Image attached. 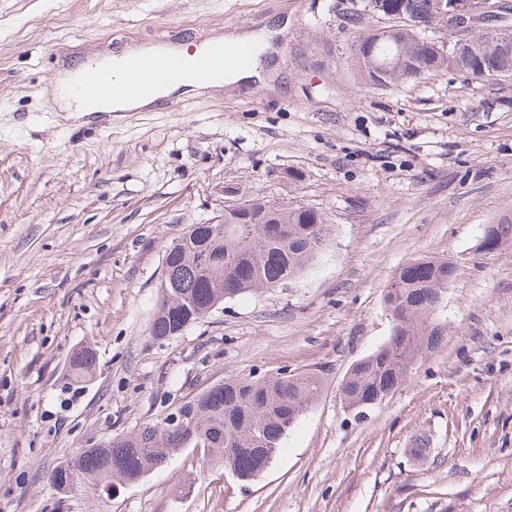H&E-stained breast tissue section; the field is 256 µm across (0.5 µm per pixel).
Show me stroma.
Here are the masks:
<instances>
[{"label":"stroma","mask_w":512,"mask_h":512,"mask_svg":"<svg viewBox=\"0 0 512 512\" xmlns=\"http://www.w3.org/2000/svg\"><path fill=\"white\" fill-rule=\"evenodd\" d=\"M352 5L378 25L366 0H0V512H512V245L479 249L512 222V78L368 85L346 66ZM283 19L265 82L79 119L45 94L129 44ZM230 187L318 208L327 247L283 287L157 338L166 250L220 219ZM421 257L457 265L448 334L351 412L345 374L389 340L384 295ZM84 348L93 375L77 383ZM285 369L322 391L255 480L188 448L116 489L51 481L224 377ZM420 433L425 461L409 452Z\"/></svg>","instance_id":"stroma-1"}]
</instances>
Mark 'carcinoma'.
I'll return each mask as SVG.
<instances>
[{"mask_svg": "<svg viewBox=\"0 0 512 512\" xmlns=\"http://www.w3.org/2000/svg\"><path fill=\"white\" fill-rule=\"evenodd\" d=\"M387 24L375 28L382 39L373 52L363 49L370 32L360 29L352 43L351 64L369 84L386 87L443 71L474 80L512 76V44L502 45L491 30H478L457 56L437 52L426 31L448 28V0H367ZM247 214L231 207L216 224H191L168 247L167 292L157 309L152 333L175 336L189 317H204L215 301L278 288L308 268L328 237V220L311 206L279 198L249 197ZM481 248L512 243V224H493ZM456 267L446 260L419 258L400 269L384 296L395 321L388 343L351 367L341 386L350 410L371 407L406 383L414 363L433 352L447 335L439 318L443 295ZM93 356L72 360L76 378L85 379ZM320 379L283 370L275 375L229 376L180 405L181 427L158 421L112 439L103 448H85L57 469L52 481L66 488L78 480L120 485L141 479L187 448L208 449L231 475L258 477L277 454L283 436L316 401Z\"/></svg>", "mask_w": 512, "mask_h": 512, "instance_id": "obj_1", "label": "carcinoma"}]
</instances>
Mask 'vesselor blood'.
I'll list each match as a JSON object with an SVG mask.
<instances>
[{
  "label": "vessel or blood",
  "mask_w": 512,
  "mask_h": 512,
  "mask_svg": "<svg viewBox=\"0 0 512 512\" xmlns=\"http://www.w3.org/2000/svg\"><path fill=\"white\" fill-rule=\"evenodd\" d=\"M233 57L238 65L245 66L252 62L254 52L251 47L240 46L234 50L219 47L207 56L199 59L197 68L203 73H216L222 70L226 57ZM184 70L181 59L167 57L158 62L147 64L138 59L128 60L120 83H113L111 78L99 76L87 82L83 90L93 96H110L116 93L118 86H125L138 93L148 95L154 92L161 79L176 77Z\"/></svg>",
  "instance_id": "obj_1"
}]
</instances>
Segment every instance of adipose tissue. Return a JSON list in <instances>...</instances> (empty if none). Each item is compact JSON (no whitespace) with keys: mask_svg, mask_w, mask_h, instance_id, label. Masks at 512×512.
<instances>
[{"mask_svg":"<svg viewBox=\"0 0 512 512\" xmlns=\"http://www.w3.org/2000/svg\"><path fill=\"white\" fill-rule=\"evenodd\" d=\"M249 43L259 49H267V32L237 34L229 33L203 40L192 47L181 45H132L121 52L104 55L94 62L92 68L100 74L119 79L125 63L132 58L153 60L159 55L170 53L182 57L185 61L193 62L209 53L213 47L226 45L234 47ZM88 69H67L61 71L51 83L49 93L60 111L76 112L79 115H94L107 112H130L143 108H153L161 104L163 99L171 95L194 93L201 95L209 90L219 88L227 83L261 79L262 74L255 66L240 67L234 64L225 65L223 73L197 77L193 79L171 78L158 83L155 91L148 96H142L125 90L111 98L91 97L75 93L74 87L86 75Z\"/></svg>","mask_w":512,"mask_h":512,"instance_id":"1","label":"adipose tissue"}]
</instances>
